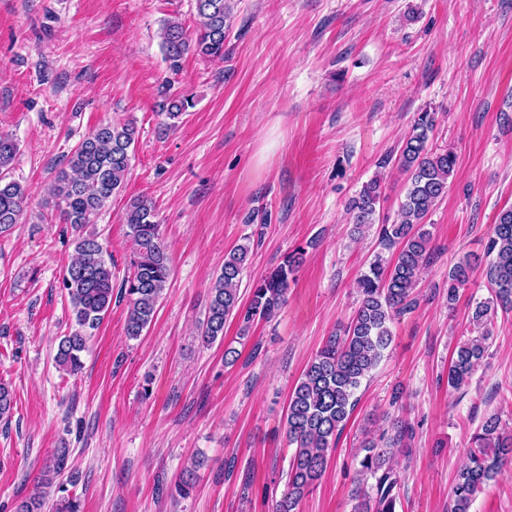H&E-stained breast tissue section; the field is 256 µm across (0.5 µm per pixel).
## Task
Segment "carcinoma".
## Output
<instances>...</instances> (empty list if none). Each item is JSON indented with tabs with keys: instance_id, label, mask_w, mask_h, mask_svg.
Wrapping results in <instances>:
<instances>
[{
	"instance_id": "obj_1",
	"label": "carcinoma",
	"mask_w": 512,
	"mask_h": 512,
	"mask_svg": "<svg viewBox=\"0 0 512 512\" xmlns=\"http://www.w3.org/2000/svg\"><path fill=\"white\" fill-rule=\"evenodd\" d=\"M201 27L190 39L181 23L169 20L163 28V48L169 66L180 67L192 51L212 59L224 58V41L232 26V0H196ZM191 106L179 94L162 104L168 117L177 118ZM435 127L434 113H416L410 132L402 140L393 164L407 177V190L393 224L379 226L380 244L396 249L393 262L376 259L369 272L357 281L361 302L350 324L329 336L309 362L291 391L286 414L288 441L295 446L288 469V491L277 502L275 512H295L308 488L325 472L336 446V439L357 405L356 390L379 363L392 341L389 327L395 315L414 308L420 275L431 262V232L426 218L448 191V180L457 166L451 150L437 152L429 146ZM138 131L132 122H107L86 135L60 168L51 194L58 219L75 229L93 222L113 195L120 192L131 167ZM18 151L17 141L0 133V234L19 222L28 191L9 179L7 169ZM382 180L373 178L349 200L347 211L354 231L376 223ZM123 221L129 228L134 247L131 272L119 288H114L112 263L95 234L78 238L76 256L66 269L62 288L66 291L77 329L59 338L55 361L75 374L82 369L81 354L112 306V300L127 304L125 335L140 337L155 316L171 277V266L160 225L155 220L152 201L138 197L127 204ZM305 250L289 253L275 269L251 288L249 301L240 296L241 277L249 260V247L242 245L224 257V266L209 291L201 336L207 343L224 337V326L231 317L249 324L257 317L272 316L286 301L289 282L301 266ZM492 257L487 269L491 296L471 309L469 325L475 335L456 347L448 369V385L460 390L469 386L478 364L488 350L493 316L497 308L512 309V208L501 211L487 245ZM474 261L466 256L448 270V303L456 300L474 272ZM14 408V395L0 384V418L7 419ZM393 434L382 432L366 437L359 461L360 475L373 480L371 490L358 485L352 491V512H396V489L400 476L392 463L395 449L411 438L405 423L392 424ZM475 449L458 472L452 487L450 512H470L475 494L495 479L501 467L512 461V432L501 425L498 415H490L473 437ZM67 465L62 449L46 466L41 483L50 484Z\"/></svg>"
}]
</instances>
